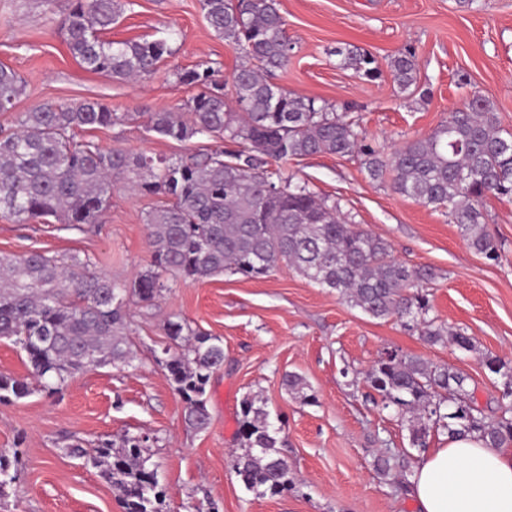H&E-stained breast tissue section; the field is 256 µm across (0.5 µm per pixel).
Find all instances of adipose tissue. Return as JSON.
I'll list each match as a JSON object with an SVG mask.
<instances>
[{
  "label": "adipose tissue",
  "mask_w": 512,
  "mask_h": 512,
  "mask_svg": "<svg viewBox=\"0 0 512 512\" xmlns=\"http://www.w3.org/2000/svg\"><path fill=\"white\" fill-rule=\"evenodd\" d=\"M417 512H512V448L477 435L424 453L411 478Z\"/></svg>",
  "instance_id": "1"
}]
</instances>
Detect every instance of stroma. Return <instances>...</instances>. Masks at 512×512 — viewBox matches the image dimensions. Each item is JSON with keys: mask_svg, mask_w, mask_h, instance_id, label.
I'll list each match as a JSON object with an SVG mask.
<instances>
[{"mask_svg": "<svg viewBox=\"0 0 512 512\" xmlns=\"http://www.w3.org/2000/svg\"><path fill=\"white\" fill-rule=\"evenodd\" d=\"M70 0H0V64L25 82L14 113L39 103L96 100L131 118L109 128L77 132L102 147L179 157L211 147L203 137L179 143L146 130L143 113L184 104L195 90L180 71L213 67L230 81L241 55L209 27L200 0H132L108 31L114 40L161 38L174 30L175 52L141 83L117 82L82 68L58 29ZM294 55L273 72L276 85L323 101L359 123L363 143L393 147L431 134L450 113L481 97L512 132V0H277ZM376 60L378 79L343 65L348 51ZM412 52L417 82L401 91L392 57ZM286 174L306 181L338 203L359 228L385 239L393 257L431 271L422 287L429 315L471 336L472 351L451 342L428 344L411 321L375 320L329 289L282 268L262 278L224 274L191 282L171 279L153 305L131 301L133 359L125 369H89L70 378L62 393L42 390L0 404V448L19 447V480L0 497V512H122L118 497L96 468L69 453L126 434L153 437L148 462L168 490V512H192L214 503L218 512H415L392 479L377 474L376 454L409 446L407 422L372 398L365 382L381 352L396 348L463 372L481 413L501 416L512 407L503 381L481 356L512 360V200L484 201L487 230L498 257L471 249L457 224L441 211L403 197L390 180L373 181L359 156L320 154L291 161ZM158 198L112 191L102 223L18 224L0 217V254L32 251L76 255L118 281L131 280L150 261L146 213ZM180 316L192 328L220 337L224 363L207 388L208 428H186L184 403L155 360L165 345L164 324ZM307 382L309 400L288 392L286 374ZM261 398L282 427L281 451L294 477L282 495L247 491L230 467L239 447L240 403Z\"/></svg>", "mask_w": 512, "mask_h": 512, "instance_id": "1", "label": "stroma"}]
</instances>
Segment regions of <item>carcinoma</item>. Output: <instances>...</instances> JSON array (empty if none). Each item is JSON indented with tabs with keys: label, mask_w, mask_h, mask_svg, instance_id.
<instances>
[{
	"label": "carcinoma",
	"mask_w": 512,
	"mask_h": 512,
	"mask_svg": "<svg viewBox=\"0 0 512 512\" xmlns=\"http://www.w3.org/2000/svg\"><path fill=\"white\" fill-rule=\"evenodd\" d=\"M122 0H71L62 31L73 57L87 70L117 80L143 79L174 53L170 40H112L105 33L123 14ZM213 32L245 58L231 92L211 67L179 74L198 89L182 107L146 113L149 131L177 142L205 136L219 143L207 153L179 158L105 149L74 141L78 129L108 128L123 121L96 101L66 106L36 105L0 128V215L19 224L53 217L60 224H99L118 184L144 196H160L148 211L151 259L129 282H116L76 256L59 260L33 251L0 256V340L25 352L42 390L56 394L68 378L95 366L130 363L128 301L151 305L166 277L200 281L230 272L264 277L287 266L308 281L336 292L373 319H411L428 343L451 341L474 349L462 331L448 332L428 317L429 300L419 291L431 273L391 257L382 238L346 222L338 203L308 183L282 177L281 167L318 154L358 153L372 180L392 174L395 192L435 210L444 209L461 227L469 246L497 259L483 211L490 196L512 198V132L482 99L452 112L428 136L406 140L388 154L359 144L352 121L326 103L287 91L268 79L291 61L294 46L276 0H202ZM345 63L363 77H379L375 59L350 51ZM402 90L416 83L414 57L391 61ZM23 79L0 65V112L12 111L24 93ZM170 343L162 360L185 400L184 422L202 431L210 423L205 399L212 373L224 363L220 338L196 331L179 316L169 318ZM489 373L504 379L512 396V361L482 356ZM384 407L409 416L413 448H426L431 431L448 436L477 432L492 447L512 446V417L486 419L468 403L469 377L399 350H388L366 374ZM30 393L28 383L0 375V404ZM456 397L445 411V394ZM280 428L266 403L245 398L237 435L241 448L233 469L249 491L281 494L292 484L279 450ZM150 438L124 435L90 450L71 452L99 469L118 493L123 512H165L167 493L147 481ZM19 449L0 448V495L17 479ZM375 466L384 476L405 477L412 456L382 453Z\"/></svg>",
	"instance_id": "cac0c4a2"
}]
</instances>
